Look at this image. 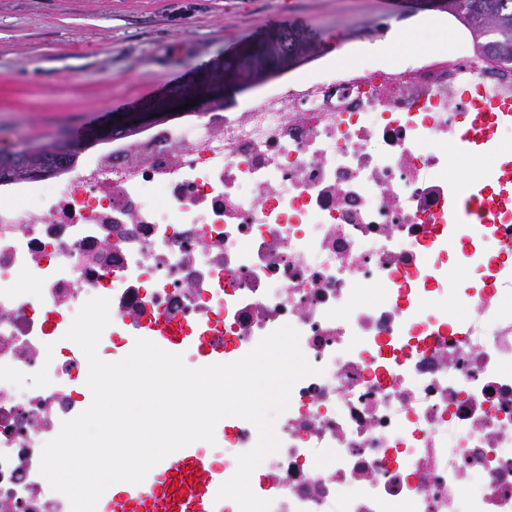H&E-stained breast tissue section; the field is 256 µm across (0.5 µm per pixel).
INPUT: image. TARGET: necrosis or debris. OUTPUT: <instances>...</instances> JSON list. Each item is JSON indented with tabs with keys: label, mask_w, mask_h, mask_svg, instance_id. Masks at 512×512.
<instances>
[{
	"label": "necrosis or debris",
	"mask_w": 512,
	"mask_h": 512,
	"mask_svg": "<svg viewBox=\"0 0 512 512\" xmlns=\"http://www.w3.org/2000/svg\"><path fill=\"white\" fill-rule=\"evenodd\" d=\"M512 63L469 44L322 70L244 111L156 125L0 203V512H71L43 445L88 408L65 333L193 336L249 353L300 333L319 374L275 420L270 512H512ZM495 154L461 197L448 171ZM218 468L257 441L226 417Z\"/></svg>",
	"instance_id": "4bbe7bcc"
}]
</instances>
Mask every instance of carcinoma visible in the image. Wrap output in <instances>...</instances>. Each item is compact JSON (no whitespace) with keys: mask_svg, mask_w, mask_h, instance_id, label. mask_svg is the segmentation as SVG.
Returning a JSON list of instances; mask_svg holds the SVG:
<instances>
[{"mask_svg":"<svg viewBox=\"0 0 512 512\" xmlns=\"http://www.w3.org/2000/svg\"><path fill=\"white\" fill-rule=\"evenodd\" d=\"M452 16L469 32L472 44L483 54L512 62V0H457ZM294 53L312 51L311 40L294 32L284 34ZM70 139L60 135L44 140L20 139L0 149V186L34 176H53L78 157Z\"/></svg>","mask_w":512,"mask_h":512,"instance_id":"1","label":"carcinoma"}]
</instances>
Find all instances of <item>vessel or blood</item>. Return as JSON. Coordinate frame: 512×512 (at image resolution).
<instances>
[{
	"mask_svg": "<svg viewBox=\"0 0 512 512\" xmlns=\"http://www.w3.org/2000/svg\"><path fill=\"white\" fill-rule=\"evenodd\" d=\"M158 478L113 495L112 512H224L216 495L223 479L200 451L182 449L176 465L160 463Z\"/></svg>",
	"mask_w": 512,
	"mask_h": 512,
	"instance_id": "obj_1",
	"label": "vessel or blood"
}]
</instances>
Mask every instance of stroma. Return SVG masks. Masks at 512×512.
<instances>
[{"label":"stroma","mask_w":512,"mask_h":512,"mask_svg":"<svg viewBox=\"0 0 512 512\" xmlns=\"http://www.w3.org/2000/svg\"><path fill=\"white\" fill-rule=\"evenodd\" d=\"M316 52L254 85L228 66L271 43L284 19ZM413 47L397 57L388 34ZM469 33L424 0H0V148L100 128L114 115L202 78L223 85L225 109L342 60L407 65Z\"/></svg>","instance_id":"35a3bbf8"}]
</instances>
